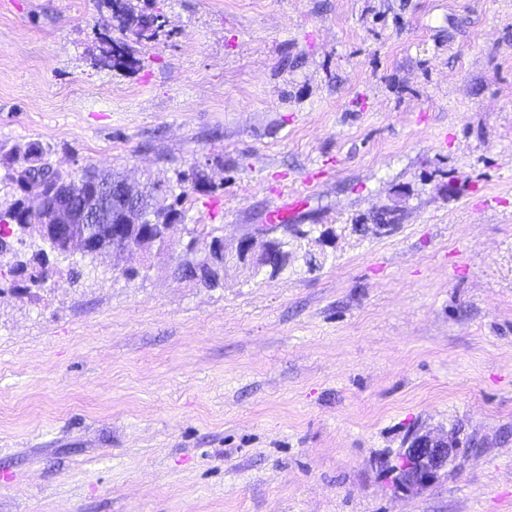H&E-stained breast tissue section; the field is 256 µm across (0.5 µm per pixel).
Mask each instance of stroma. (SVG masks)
I'll return each instance as SVG.
<instances>
[{
    "instance_id": "1",
    "label": "stroma",
    "mask_w": 512,
    "mask_h": 512,
    "mask_svg": "<svg viewBox=\"0 0 512 512\" xmlns=\"http://www.w3.org/2000/svg\"><path fill=\"white\" fill-rule=\"evenodd\" d=\"M133 5L115 66L109 0H0V176L200 165L176 242L291 203L321 264L0 265V512H512V0ZM426 432L456 450L402 491ZM130 2L131 0H112L113 18L120 31L127 33L128 38L132 36L135 43H141L143 39H149L147 31L154 20L138 13ZM453 449L448 437L417 436L394 469L397 487L405 491L420 490L435 483L448 467Z\"/></svg>"
}]
</instances>
